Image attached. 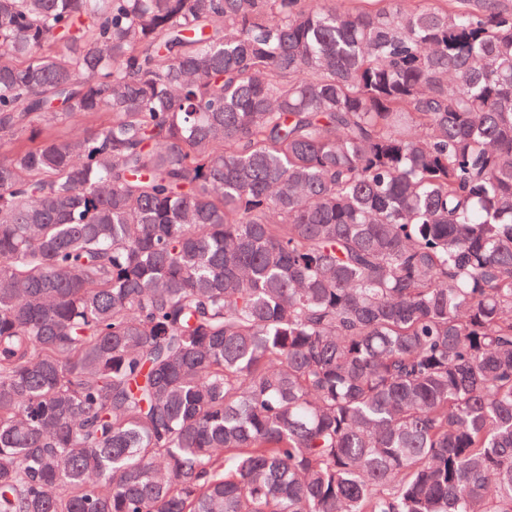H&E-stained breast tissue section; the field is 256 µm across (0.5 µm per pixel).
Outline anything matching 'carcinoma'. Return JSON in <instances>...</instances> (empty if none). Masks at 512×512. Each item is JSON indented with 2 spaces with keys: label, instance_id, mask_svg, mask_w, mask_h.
Segmentation results:
<instances>
[{
  "label": "carcinoma",
  "instance_id": "carcinoma-1",
  "mask_svg": "<svg viewBox=\"0 0 512 512\" xmlns=\"http://www.w3.org/2000/svg\"><path fill=\"white\" fill-rule=\"evenodd\" d=\"M0 150V512H512L511 6L0 0Z\"/></svg>",
  "mask_w": 512,
  "mask_h": 512
}]
</instances>
